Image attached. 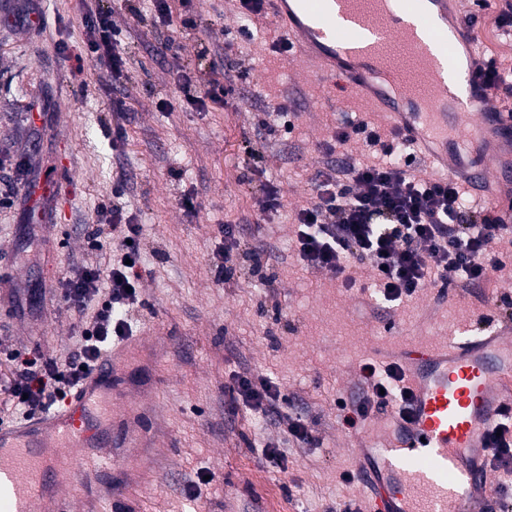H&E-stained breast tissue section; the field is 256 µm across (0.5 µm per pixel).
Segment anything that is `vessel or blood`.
<instances>
[{"mask_svg": "<svg viewBox=\"0 0 512 512\" xmlns=\"http://www.w3.org/2000/svg\"><path fill=\"white\" fill-rule=\"evenodd\" d=\"M294 57L328 91L345 90L409 136L420 156L499 203L504 188L484 165V144L512 156V116L482 89L477 36L444 26L448 0H268ZM477 111L465 125L458 115ZM135 341L109 350L65 407L0 426V512H68L86 499L114 447L134 446L137 409L115 412L128 387ZM410 391L406 413L355 451L369 512H487L488 439L512 413V324L438 345L408 339L394 354Z\"/></svg>", "mask_w": 512, "mask_h": 512, "instance_id": "1", "label": "vessel or blood"}]
</instances>
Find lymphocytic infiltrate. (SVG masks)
<instances>
[{
    "label": "lymphocytic infiltrate",
    "instance_id": "obj_1",
    "mask_svg": "<svg viewBox=\"0 0 512 512\" xmlns=\"http://www.w3.org/2000/svg\"><path fill=\"white\" fill-rule=\"evenodd\" d=\"M83 22L89 37L83 54L76 57L75 70L83 72L90 63L103 71L115 85L113 112L126 115L134 94L123 80L122 31L113 22L111 11L98 4L86 7ZM172 80L187 104L197 110L225 102L223 83H196L184 71ZM353 139L381 154L382 162L365 164L342 154V147ZM324 152L338 154L339 165L320 173L312 202L293 216L296 230L291 247L304 267L330 273L350 287L354 284L348 273L350 261L366 263L373 277L363 289L383 303L402 301L430 285L444 290L462 280L484 281L491 273L512 267V254L492 248L494 240L506 231L502 216L486 204L465 207L454 180L416 175V155L408 137L394 130L380 131L364 121L352 122L336 130ZM129 182L127 169H119L111 195L95 208L96 223L108 225L110 231L104 234L99 228L88 233L89 249L108 254L109 262L78 265L58 284V299L65 308L81 314L95 299L100 308L82 325L80 342L65 359L46 357L36 349L24 354L0 351V367L12 375L6 411L27 418L64 405L86 371L98 364L113 337L128 335L127 315L130 306L138 302L142 277V226L123 201ZM378 214L386 216V223H375ZM219 236L209 271L220 287L239 270L240 242L233 224L221 226ZM360 374L367 385L365 396L354 403L341 398L336 401L343 425L357 428L374 411L387 406L404 409L409 390L403 386L397 366L391 364L380 371L366 362ZM228 392L231 408L261 412L275 422L286 423L297 442L312 443L313 436L302 419L285 418L276 381L245 372L234 378Z\"/></svg>",
    "mask_w": 512,
    "mask_h": 512
}]
</instances>
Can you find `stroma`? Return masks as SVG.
Listing matches in <instances>:
<instances>
[{"mask_svg":"<svg viewBox=\"0 0 512 512\" xmlns=\"http://www.w3.org/2000/svg\"><path fill=\"white\" fill-rule=\"evenodd\" d=\"M103 4L127 33L136 91L120 139L109 79L90 66L73 74L57 52L61 42L75 53L84 48L79 0H0V146L13 161H29L37 179L58 180L48 206L0 209V347L37 346L53 358L75 347L78 318L58 307L52 287L94 261L81 227L94 222L98 199L111 195L125 166L133 174L125 202L144 226L139 303L128 313L144 354L134 362L141 387L115 406L146 408L149 442L134 454L115 451L119 465L140 475L130 512H332L339 502L363 504L362 484L342 476L353 473V450L374 427L343 426L337 399L361 398V364L389 365L407 338L436 343L476 327L496 297L512 295V280L493 276L445 294L430 286L389 309L304 268L290 249L291 213L309 202L328 162L324 142L341 121L364 118L363 108L348 95L326 98L306 65L275 51L274 16L247 25L232 0H191L202 24L172 35L180 46L172 59L152 52L169 36L165 27L135 16L129 0ZM494 16L477 13L479 53L512 66V35ZM244 25L249 35L240 34ZM226 39L238 62L224 77L228 104L195 111L169 72L182 64L207 75L220 64L213 43ZM280 106L293 130L265 134L266 111ZM272 183L284 206L260 224L257 201ZM187 193L197 214L179 205ZM227 222L240 227L250 252L240 275L219 287L208 262ZM244 370L280 384L288 414L309 426L313 446L298 447L285 425L262 414L228 417L224 387ZM269 443L284 452L287 471L264 459ZM201 471L215 478L188 499L185 489Z\"/></svg>","mask_w":512,"mask_h":512,"instance_id":"1","label":"stroma"}]
</instances>
